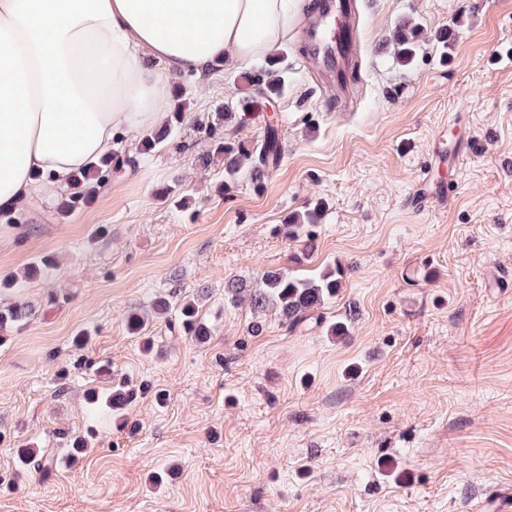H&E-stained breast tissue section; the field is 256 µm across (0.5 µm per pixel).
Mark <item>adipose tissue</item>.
Listing matches in <instances>:
<instances>
[{
  "instance_id": "obj_1",
  "label": "adipose tissue",
  "mask_w": 512,
  "mask_h": 512,
  "mask_svg": "<svg viewBox=\"0 0 512 512\" xmlns=\"http://www.w3.org/2000/svg\"><path fill=\"white\" fill-rule=\"evenodd\" d=\"M298 21L297 0H0V214L163 122L173 80L246 66Z\"/></svg>"
}]
</instances>
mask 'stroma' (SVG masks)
Listing matches in <instances>:
<instances>
[{"instance_id": "1", "label": "stroma", "mask_w": 512, "mask_h": 512, "mask_svg": "<svg viewBox=\"0 0 512 512\" xmlns=\"http://www.w3.org/2000/svg\"><path fill=\"white\" fill-rule=\"evenodd\" d=\"M355 3L357 87L317 78L292 30L284 96L226 126L254 140L278 124L262 193L244 177L222 194L223 164L198 161L199 123L246 92L243 71L219 67L181 78L172 144L140 156L137 138L113 143L137 165L91 203L62 215L38 192L0 219V279L17 280L0 305L35 307L0 344V512H484L512 489V0ZM405 17L421 42L401 69L390 38ZM424 175L442 194L418 207ZM173 183L189 210L161 200ZM316 202L305 267L345 266L336 298L292 332L225 300L230 276L291 270L301 245L273 228ZM199 291L208 343L162 321L152 353L129 335L126 314L156 294ZM336 322L349 338L327 335ZM112 377L166 400L140 399L119 428L83 397ZM91 427L71 463L67 437ZM25 445L49 473L17 465Z\"/></svg>"}]
</instances>
